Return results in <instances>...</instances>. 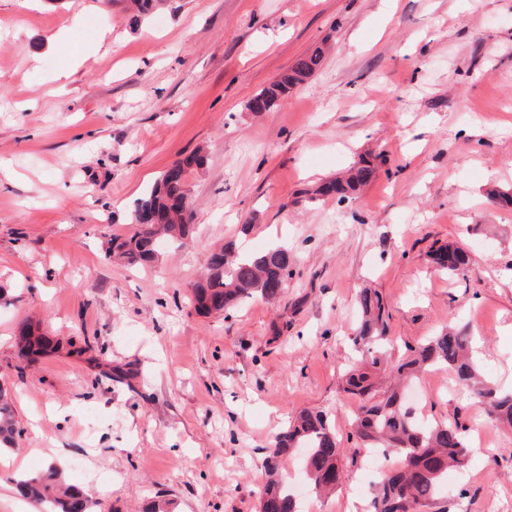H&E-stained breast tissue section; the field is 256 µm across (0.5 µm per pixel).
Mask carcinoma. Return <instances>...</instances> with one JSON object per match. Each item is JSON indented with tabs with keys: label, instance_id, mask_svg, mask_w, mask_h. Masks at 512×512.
<instances>
[{
	"label": "carcinoma",
	"instance_id": "cac0c4a2",
	"mask_svg": "<svg viewBox=\"0 0 512 512\" xmlns=\"http://www.w3.org/2000/svg\"><path fill=\"white\" fill-rule=\"evenodd\" d=\"M324 50L315 48L296 60L279 81L263 89L247 103L261 101L271 111L288 92L307 80L321 65ZM206 156L196 151L170 166L136 202L131 223L135 231L110 240L105 257L129 266H143L155 260L160 246L177 243L191 232L187 175L201 169ZM374 166L363 160L342 180L322 183L316 193L335 196L343 202L369 182ZM438 268L450 274H465L470 264L467 251L453 242L433 249ZM294 257L283 245L273 244L261 252L241 251L229 241L211 253L204 277L194 284L195 308L204 314L225 312L253 298L277 300L292 275ZM359 323L349 337L351 366L342 390L358 401L352 439L355 452L379 450L396 460L374 485L369 512H421L438 496L448 470L460 468L471 453L469 428L454 420L424 421L415 414L403 391L393 387L378 394L372 376L383 370L398 379L413 380L433 367H444L455 376L472 403L502 426L512 427V390H503L483 378L470 355L466 326L454 324L417 347L410 355L393 360L386 305L379 291L364 288L357 295ZM20 352L29 360L51 349V340L24 324L18 336ZM21 430L14 407L0 389V450L12 448ZM306 450V473L319 494L334 491L345 479L341 448L327 417L320 412L298 413L288 428L277 434L266 449L267 481L260 499V512H300L297 501L278 477L282 462L296 450ZM21 492L42 505V512H94V502L78 485L68 482L54 465L40 473L17 480Z\"/></svg>",
	"mask_w": 512,
	"mask_h": 512
}]
</instances>
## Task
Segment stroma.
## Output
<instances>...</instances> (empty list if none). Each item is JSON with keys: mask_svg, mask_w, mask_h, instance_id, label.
<instances>
[{"mask_svg": "<svg viewBox=\"0 0 512 512\" xmlns=\"http://www.w3.org/2000/svg\"><path fill=\"white\" fill-rule=\"evenodd\" d=\"M322 66L270 112L247 102L318 45ZM195 230L137 268L109 262L136 201L176 160ZM345 202L312 198L360 160ZM512 0H0V389L21 430L0 453V512H30L19 475L60 463L96 512H257L272 438L323 412L347 473L313 493L301 454L280 474L305 512H367L341 390L361 288L378 289L395 357L467 325L491 383L512 387ZM249 233H242V225ZM295 257L280 299L198 314L191 287L227 241ZM456 242L466 274L438 271ZM58 349L20 359V326ZM88 339L85 353L69 343ZM428 420L474 448L425 512H512V430L448 370L414 384ZM432 259L438 268L454 275L465 274L470 264L468 252L449 241L433 249Z\"/></svg>", "mask_w": 512, "mask_h": 512, "instance_id": "35a3bbf8", "label": "stroma"}]
</instances>
